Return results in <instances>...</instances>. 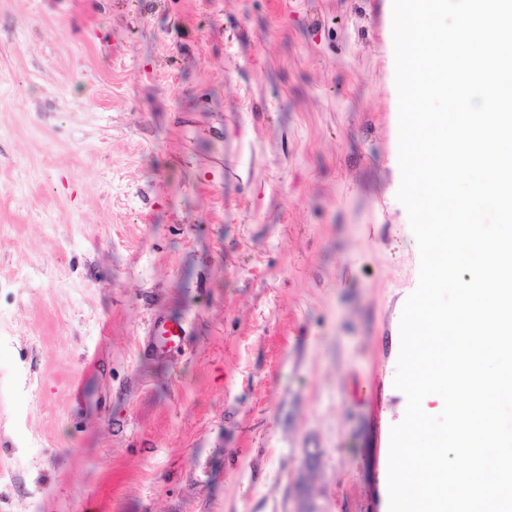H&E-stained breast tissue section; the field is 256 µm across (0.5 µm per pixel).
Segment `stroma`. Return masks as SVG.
<instances>
[{
  "label": "stroma",
  "instance_id": "1",
  "mask_svg": "<svg viewBox=\"0 0 512 512\" xmlns=\"http://www.w3.org/2000/svg\"><path fill=\"white\" fill-rule=\"evenodd\" d=\"M400 182L392 0H0V512H389ZM184 333L181 322L157 316L152 322L151 333L142 344V349L150 355L166 357L178 346Z\"/></svg>",
  "mask_w": 512,
  "mask_h": 512
}]
</instances>
